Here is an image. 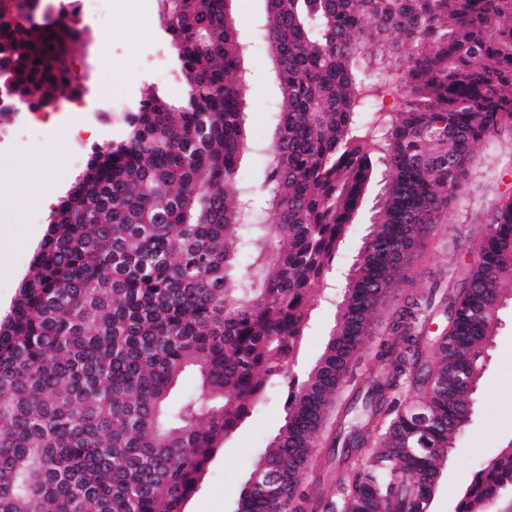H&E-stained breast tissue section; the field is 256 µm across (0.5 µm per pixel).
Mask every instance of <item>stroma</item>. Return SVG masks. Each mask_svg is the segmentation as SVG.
I'll use <instances>...</instances> for the list:
<instances>
[{"label":"stroma","mask_w":512,"mask_h":512,"mask_svg":"<svg viewBox=\"0 0 512 512\" xmlns=\"http://www.w3.org/2000/svg\"><path fill=\"white\" fill-rule=\"evenodd\" d=\"M80 22L86 31L77 60L84 110L58 113L50 126L41 119L28 121L23 114L0 124V318L10 312L47 229L48 214L29 201V193L44 177L52 180L58 192H65L85 168V160L72 158L75 126L90 125L92 141L100 145L122 135L124 127L116 113L142 90L154 88L173 101L181 96L180 81L167 64L169 49L161 37L158 0H89ZM104 47L112 53V74L106 83L98 63ZM245 68L246 128L257 148L244 157L239 178L242 184L257 188L267 164L265 148L274 133L276 89L261 50L251 53ZM511 187L512 130L477 148L464 194L450 204L447 222L429 233L412 259L410 291L443 288L462 276L484 235L488 208ZM365 232V223L353 225L340 246L336 267L311 310L310 327L293 368L296 377H304L323 352L335 320L336 298ZM500 318L471 424L448 456L431 512H453L475 471L512 440L511 303L502 307ZM286 394L283 386L271 390L237 432L216 449L184 512H233L259 455L284 423ZM335 433L336 419L327 417L302 475V487L311 502L306 512H315L314 502L323 500V488L336 475V455L329 446Z\"/></svg>","instance_id":"obj_1"}]
</instances>
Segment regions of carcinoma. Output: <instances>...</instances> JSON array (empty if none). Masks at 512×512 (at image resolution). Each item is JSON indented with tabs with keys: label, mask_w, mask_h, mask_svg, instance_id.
<instances>
[{
	"label": "carcinoma",
	"mask_w": 512,
	"mask_h": 512,
	"mask_svg": "<svg viewBox=\"0 0 512 512\" xmlns=\"http://www.w3.org/2000/svg\"><path fill=\"white\" fill-rule=\"evenodd\" d=\"M179 103L150 89L124 136L91 148L52 208L0 320V512H183L214 450L288 382L313 297L382 171L335 324L233 512H303L300 479L321 419L411 259L468 184L476 149L512 121V0H266L260 25L280 100L265 189L239 187L252 148L232 0H159ZM0 0V74L48 107L72 85L83 29L61 7ZM399 104L384 106L386 98ZM271 224L256 217L260 205ZM448 331L421 362L435 292L403 299L379 373L341 409L331 447L338 512H425L466 426L512 301V196L486 215L474 262L448 286ZM196 371L200 391L169 395ZM512 501V443L455 512Z\"/></svg>",
	"instance_id": "1"
}]
</instances>
